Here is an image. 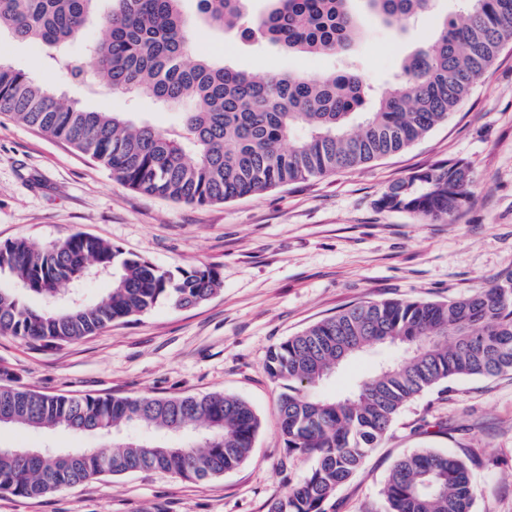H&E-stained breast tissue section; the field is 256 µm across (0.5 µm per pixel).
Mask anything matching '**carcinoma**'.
<instances>
[{"instance_id": "carcinoma-1", "label": "carcinoma", "mask_w": 512, "mask_h": 512, "mask_svg": "<svg viewBox=\"0 0 512 512\" xmlns=\"http://www.w3.org/2000/svg\"><path fill=\"white\" fill-rule=\"evenodd\" d=\"M100 0H0V36L38 43L56 71L114 93L146 96L180 110L179 124L160 130L127 113L87 110L0 59V117L68 143L137 192L199 207L224 203L328 172L353 170L403 150L448 118L475 80L512 39V0H466L462 18H447L435 40L407 58L402 74L375 94L346 66L319 75L262 74L198 51L196 25L238 30L290 53L345 58L363 31L354 0H108L105 36L81 54L82 37ZM393 26L431 11L433 0H363ZM474 193L462 160L434 164L392 184L378 205L423 220L452 221ZM96 273L111 288L96 302L55 299ZM213 268L173 273L99 238L73 233L42 249L17 239L0 245V334L60 347L160 303L199 305L221 290ZM39 297L42 308L25 298ZM375 345L403 354L359 378L342 395L322 385L345 362ZM268 375L283 388L278 415L288 452L315 459L268 512H328L339 486L389 432L401 410L453 378L512 373V267L487 287L446 302L377 300L350 306L271 349ZM33 430L64 429L107 436L133 427L100 451L32 459L0 455V493L39 498L105 476L156 471L216 477L253 455L261 427L247 402L222 393L102 397L44 394L0 372V415ZM188 440L171 446L163 435ZM469 460L415 450L391 468L380 512H473Z\"/></svg>"}]
</instances>
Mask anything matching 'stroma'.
<instances>
[{
	"label": "stroma",
	"instance_id": "stroma-1",
	"mask_svg": "<svg viewBox=\"0 0 512 512\" xmlns=\"http://www.w3.org/2000/svg\"><path fill=\"white\" fill-rule=\"evenodd\" d=\"M459 0L396 29L361 17L353 54L363 80L380 87L430 41ZM195 46L225 64L269 74L322 73L333 59L255 49L236 33L196 27ZM16 68L89 110L131 112L166 129L177 112L145 96L100 95L60 79L41 45L0 42ZM464 160L474 195L452 223L379 208L388 187L438 162ZM93 235L174 271L205 264L222 288L205 303L168 304L58 348L0 335V370L47 394L122 397L224 393L261 417L252 458L204 480L161 472L105 477L40 498L0 494V512H267L312 467L289 454L278 421L280 387L268 351L307 326L366 301H444L484 287L512 267V42L448 119L410 147L362 167L196 207L144 195L117 182L68 144L0 120V244L41 247L72 233ZM378 347L347 363L324 391L396 356ZM98 436L0 428V445L96 448ZM416 448L465 455L474 512H512V375L453 379L408 404L389 436L333 498L336 512H370L393 463Z\"/></svg>",
	"mask_w": 512,
	"mask_h": 512
}]
</instances>
